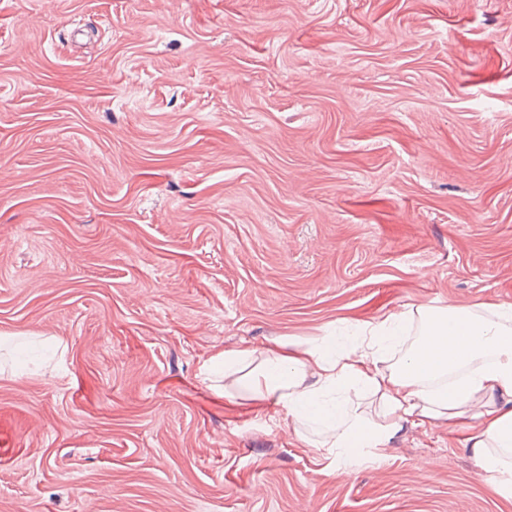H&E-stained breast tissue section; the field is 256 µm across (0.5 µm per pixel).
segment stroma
<instances>
[{
  "label": "stroma",
  "mask_w": 512,
  "mask_h": 512,
  "mask_svg": "<svg viewBox=\"0 0 512 512\" xmlns=\"http://www.w3.org/2000/svg\"><path fill=\"white\" fill-rule=\"evenodd\" d=\"M420 303L512 304V0H0V512H512L202 383Z\"/></svg>",
  "instance_id": "1"
}]
</instances>
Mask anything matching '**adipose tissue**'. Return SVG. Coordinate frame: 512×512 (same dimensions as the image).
I'll list each match as a JSON object with an SVG mask.
<instances>
[{
    "label": "adipose tissue",
    "instance_id": "ef3b65f1",
    "mask_svg": "<svg viewBox=\"0 0 512 512\" xmlns=\"http://www.w3.org/2000/svg\"><path fill=\"white\" fill-rule=\"evenodd\" d=\"M418 334L403 317L365 323L348 342L274 350L257 366L248 351L224 354L225 373L246 372L257 402L290 422L322 426L333 457L384 456L403 425L468 431L482 470L512 484V305L489 315L420 305Z\"/></svg>",
    "mask_w": 512,
    "mask_h": 512
}]
</instances>
